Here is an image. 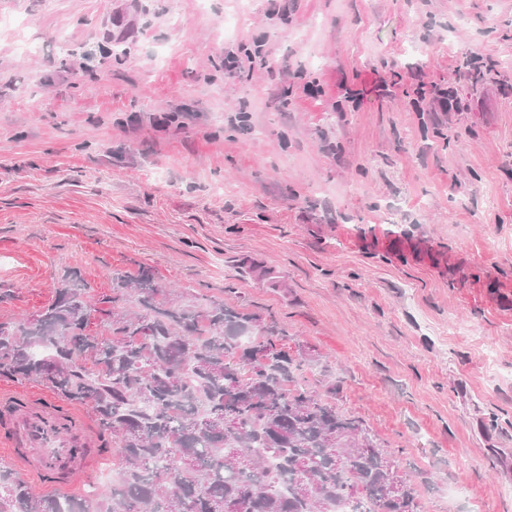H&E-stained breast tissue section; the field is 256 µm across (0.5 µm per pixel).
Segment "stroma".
<instances>
[{"label":"stroma","instance_id":"35a3bbf8","mask_svg":"<svg viewBox=\"0 0 512 512\" xmlns=\"http://www.w3.org/2000/svg\"><path fill=\"white\" fill-rule=\"evenodd\" d=\"M0 17V321L78 279L99 335L112 274L151 268L275 326L419 512H512V0ZM257 41L268 65L225 76Z\"/></svg>","mask_w":512,"mask_h":512}]
</instances>
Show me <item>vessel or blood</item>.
<instances>
[{
  "label": "vessel or blood",
  "instance_id": "obj_1",
  "mask_svg": "<svg viewBox=\"0 0 512 512\" xmlns=\"http://www.w3.org/2000/svg\"><path fill=\"white\" fill-rule=\"evenodd\" d=\"M0 407L12 408L0 447L8 449L19 475L42 489L77 490L93 473L99 437L87 417L55 399L18 403L0 394Z\"/></svg>",
  "mask_w": 512,
  "mask_h": 512
}]
</instances>
